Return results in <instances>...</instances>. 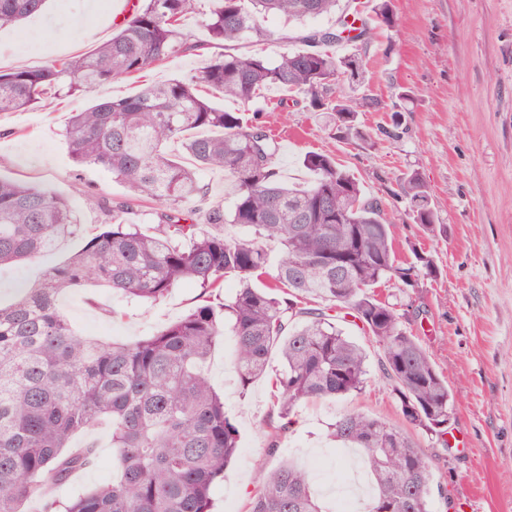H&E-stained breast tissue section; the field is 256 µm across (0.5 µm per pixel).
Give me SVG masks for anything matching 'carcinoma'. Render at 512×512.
Instances as JSON below:
<instances>
[{
    "label": "carcinoma",
    "instance_id": "obj_1",
    "mask_svg": "<svg viewBox=\"0 0 512 512\" xmlns=\"http://www.w3.org/2000/svg\"><path fill=\"white\" fill-rule=\"evenodd\" d=\"M210 43L225 52L198 74L148 84L135 95L103 99L71 113L65 128L71 157L112 175L130 197L107 210L110 223L83 237L81 248L49 268L32 288L0 304V512H24L33 499L44 512H211V491L238 450V430L224 411V396L205 364L217 339L234 336L233 365L241 389L266 373L276 351L284 370L272 382L285 420L267 456L279 452L286 419L301 403L346 396L368 374L364 349L336 325L346 309L380 350L379 366L392 382L406 423L442 445L453 411L448 379L404 327L400 313L375 288L396 280L416 288L434 279L432 255L412 248L399 260L391 224L379 200L366 195L334 157L308 152L314 175L305 187L279 178V143L245 111L272 87L306 96L338 133L361 137L357 115L379 106L363 94L336 98L342 77L360 82L362 66L331 47L362 38L348 15L338 27L300 37L305 49L271 63L260 55L230 52L245 35L269 41L270 16L290 22L336 12L339 0H210ZM46 0H0V29L41 12ZM191 0H142L108 41L89 52L41 68L0 70V112H24L50 93L68 96L135 73L208 44L192 42L180 21ZM376 19L395 25L390 0H377ZM207 85L238 102L227 112L197 93ZM214 135H193V130ZM180 139L200 168L220 169L235 201L230 211L211 203L194 169L167 151ZM401 198L423 233L444 232L430 207L428 187L413 170L402 178ZM144 200L160 203L150 234L123 215ZM228 225L244 230L232 237ZM82 237L72 201L45 185L0 176V267L35 261L61 242ZM279 251L270 256L268 244ZM238 281L232 297L218 298L224 278ZM271 284L258 288L262 277ZM94 281L112 294L144 303L163 300L190 281L202 302L150 336L126 343L76 333L59 308L61 297ZM316 297L318 307H302ZM112 424V482L59 500L54 490L95 457L73 438L99 423ZM330 439L361 448L374 495L364 512H429L437 480L433 460L407 429L363 413H346ZM250 512H323L308 471L290 463L270 469Z\"/></svg>",
    "mask_w": 512,
    "mask_h": 512
}]
</instances>
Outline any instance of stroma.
I'll use <instances>...</instances> for the list:
<instances>
[{
  "label": "stroma",
  "mask_w": 512,
  "mask_h": 512,
  "mask_svg": "<svg viewBox=\"0 0 512 512\" xmlns=\"http://www.w3.org/2000/svg\"><path fill=\"white\" fill-rule=\"evenodd\" d=\"M137 3L49 0L42 13L0 30V68H36L86 53L110 39ZM373 4L354 2L370 30L368 38L335 47L340 55L358 54L365 67L363 84L339 80L337 96L369 94L380 101L376 110L358 115L364 139L338 137L295 92L269 89L256 106L280 145L276 164L286 185L310 181L301 163L305 153L333 155L368 196L381 199L398 256L411 259L414 246L434 256L437 278L421 280L415 288L393 280L375 290L402 314L406 329L447 377L453 396L448 448L432 447L423 435L417 438L423 448L432 449L445 486L444 493H432L430 509L512 512V0H391L396 18L391 28L377 22ZM334 22L331 15L299 25L271 17L265 26L274 40L247 37L234 51L272 59L299 48L307 32ZM212 55L209 49L184 53L82 96L51 95L29 111L1 112L0 175L52 187L79 204L86 233L96 232L109 218L98 207L83 206L84 194L115 204L128 190L98 168L73 162L63 136L71 112L101 99L134 95L146 84L193 75ZM413 169L428 186L444 234L425 235L396 197L401 178ZM80 246V240L71 239L36 261L1 269L0 301L37 283L47 267ZM199 302V288L186 282L157 304L127 303L94 287L67 293L60 309L85 335L133 340ZM107 307L116 308L118 317L105 316ZM336 323L365 349L369 378L361 391L344 398L295 408L279 457L303 465L319 459L313 488L328 508L333 500L324 482L343 476L355 458L354 452L336 451L328 439L331 425L349 411L402 421L392 387L379 372V349L372 337L352 317L337 315ZM232 345V336H224L207 366L240 435L239 456L212 492L213 512H247L250 497L275 462L265 454L267 437L281 424L271 388L281 358L271 355L265 377L243 391L224 363ZM72 444L94 445L95 457L56 489L59 498L112 478L108 425L76 435Z\"/></svg>",
  "instance_id": "1"
}]
</instances>
